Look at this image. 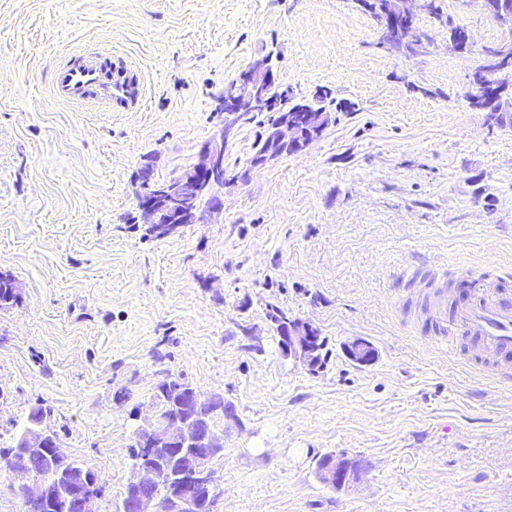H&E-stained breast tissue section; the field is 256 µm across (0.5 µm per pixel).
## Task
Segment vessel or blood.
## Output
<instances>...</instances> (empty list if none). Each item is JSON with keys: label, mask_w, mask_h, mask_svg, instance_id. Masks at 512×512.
Wrapping results in <instances>:
<instances>
[{"label": "vessel or blood", "mask_w": 512, "mask_h": 512, "mask_svg": "<svg viewBox=\"0 0 512 512\" xmlns=\"http://www.w3.org/2000/svg\"><path fill=\"white\" fill-rule=\"evenodd\" d=\"M105 57L72 52L50 75L57 101L91 110L126 112L140 109L145 99L141 80L115 77ZM412 276L430 278L426 295L427 320L439 341L471 339L474 369L505 390L512 389V295L506 286L512 269L494 263L478 274L472 299L449 304V287L432 279L425 258H418Z\"/></svg>", "instance_id": "b4317fda"}]
</instances>
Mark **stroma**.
I'll list each match as a JSON object with an SVG mask.
<instances>
[{"label":"stroma","instance_id":"stroma-1","mask_svg":"<svg viewBox=\"0 0 512 512\" xmlns=\"http://www.w3.org/2000/svg\"><path fill=\"white\" fill-rule=\"evenodd\" d=\"M476 47L504 31L436 0ZM417 52L379 44L353 0H0V447L34 407L94 473L97 512L133 478V410L166 373L224 398L213 512H512V390L422 341L416 254L437 273L512 265V124L470 107L474 55L429 13ZM109 48L143 72L134 112L57 101L55 64ZM268 54L296 95L342 103L302 151L251 168L263 115L224 149V207L157 238L141 224L144 161L179 177L224 122L216 98ZM311 323L328 357L286 356L273 315ZM377 350L360 367L344 353ZM362 462L344 490L317 460ZM345 353L348 359L358 366L371 365L377 356L374 346L364 339H356L346 344Z\"/></svg>","mask_w":512,"mask_h":512}]
</instances>
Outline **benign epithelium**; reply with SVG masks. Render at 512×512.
Returning a JSON list of instances; mask_svg holds the SVG:
<instances>
[{
    "label": "benign epithelium",
    "mask_w": 512,
    "mask_h": 512,
    "mask_svg": "<svg viewBox=\"0 0 512 512\" xmlns=\"http://www.w3.org/2000/svg\"><path fill=\"white\" fill-rule=\"evenodd\" d=\"M429 5L430 0H397L394 13L380 22V37L396 50L403 48L404 40L398 38L393 30L418 18V13L427 10ZM275 84L273 67L266 56L254 58L236 78L225 84L220 95L224 127L201 146L196 164L175 179L157 182L155 194L139 200L142 223L152 228L164 220L169 232L187 222L198 224L203 221V216L190 210V206L203 194L210 199L209 212L222 209V199L215 194V189L226 184L224 146L244 116L268 106L267 90ZM318 123L319 117L313 114L307 103L285 113L282 122L266 133L262 153L264 161L279 158L287 149L307 147L319 137ZM282 339L288 355L300 359L311 370L320 366V336L311 324L301 321L288 323ZM345 353L358 366L372 364L377 356L374 346L364 339L345 345ZM217 402V396L204 397L193 388L178 398L176 410L172 413L162 407V402L151 400V417L136 426L134 435L143 445L165 449L166 456L155 465L141 468L131 482L123 512H193L196 509L194 493L208 490L213 485L212 453L223 447L206 413V409ZM29 422L27 434L17 446L16 461L33 463L48 459L52 471L45 479H30L18 487L20 500L25 504L42 503L62 490L65 506L72 512H96L99 494L91 486L90 475L77 469L74 461L61 450L55 435L43 425V417L33 414ZM165 468L178 470L190 489L168 497L154 490L159 470ZM359 474L358 462L345 456L325 458L320 469L323 482L335 489L348 487Z\"/></svg>",
    "instance_id": "1"
}]
</instances>
